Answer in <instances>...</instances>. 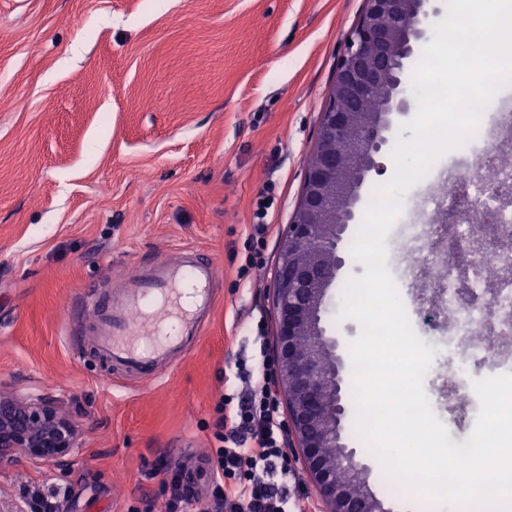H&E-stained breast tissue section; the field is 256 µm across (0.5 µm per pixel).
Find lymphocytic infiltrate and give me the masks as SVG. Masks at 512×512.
<instances>
[{"label":"lymphocytic infiltrate","instance_id":"obj_1","mask_svg":"<svg viewBox=\"0 0 512 512\" xmlns=\"http://www.w3.org/2000/svg\"><path fill=\"white\" fill-rule=\"evenodd\" d=\"M272 205L269 197L257 202L255 222L247 236V254L239 276L265 263V222ZM242 384L237 395L224 396L218 407L226 430L216 449L211 477L223 481V512H289L288 484L296 474L286 448L285 424L273 390V362L263 357L260 366H236Z\"/></svg>","mask_w":512,"mask_h":512}]
</instances>
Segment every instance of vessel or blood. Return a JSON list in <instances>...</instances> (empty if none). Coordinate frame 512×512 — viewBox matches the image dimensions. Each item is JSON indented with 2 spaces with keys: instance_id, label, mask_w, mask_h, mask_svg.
<instances>
[{
  "instance_id": "b4317fda",
  "label": "vessel or blood",
  "mask_w": 512,
  "mask_h": 512,
  "mask_svg": "<svg viewBox=\"0 0 512 512\" xmlns=\"http://www.w3.org/2000/svg\"><path fill=\"white\" fill-rule=\"evenodd\" d=\"M219 278L215 260L186 248L176 258L138 264L120 289L86 290L75 306L91 313L98 358L147 384L202 338Z\"/></svg>"
}]
</instances>
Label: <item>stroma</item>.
<instances>
[{
  "instance_id": "stroma-1",
  "label": "stroma",
  "mask_w": 512,
  "mask_h": 512,
  "mask_svg": "<svg viewBox=\"0 0 512 512\" xmlns=\"http://www.w3.org/2000/svg\"><path fill=\"white\" fill-rule=\"evenodd\" d=\"M363 0H0V392L73 403L65 464L0 469L67 490L61 512H162L208 464L236 362L274 334L279 240L299 203L328 89ZM272 189L266 263L239 278ZM179 247L212 256L198 345L141 385L74 358L64 308Z\"/></svg>"
}]
</instances>
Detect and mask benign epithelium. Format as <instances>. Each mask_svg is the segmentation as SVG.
<instances>
[{
	"instance_id": "benign-epithelium-1",
	"label": "benign epithelium",
	"mask_w": 512,
	"mask_h": 512,
	"mask_svg": "<svg viewBox=\"0 0 512 512\" xmlns=\"http://www.w3.org/2000/svg\"><path fill=\"white\" fill-rule=\"evenodd\" d=\"M433 0H364L321 113L312 164L280 243L273 279L274 388L288 410L286 445L318 490L321 512H386L358 449L342 442L343 360L322 315L343 264L342 235L359 189L389 149L390 115L410 108L415 44L429 39ZM75 415L48 396H0V468L19 456L66 462L78 448Z\"/></svg>"
}]
</instances>
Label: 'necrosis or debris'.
Returning <instances> with one entry per match:
<instances>
[{
    "mask_svg": "<svg viewBox=\"0 0 512 512\" xmlns=\"http://www.w3.org/2000/svg\"><path fill=\"white\" fill-rule=\"evenodd\" d=\"M509 152L512 113L504 112L498 133L477 125L431 179L420 209L403 220L416 314L445 333L432 347L448 363L446 383L458 396L462 422L472 366L487 359L512 366V203L488 192L493 182L512 185V163L504 159ZM431 300L444 316L427 313Z\"/></svg>",
    "mask_w": 512,
    "mask_h": 512,
    "instance_id": "4bbe7bcc",
    "label": "necrosis or debris"
}]
</instances>
